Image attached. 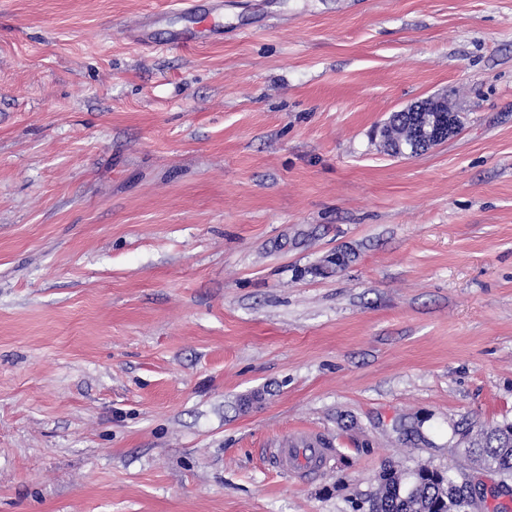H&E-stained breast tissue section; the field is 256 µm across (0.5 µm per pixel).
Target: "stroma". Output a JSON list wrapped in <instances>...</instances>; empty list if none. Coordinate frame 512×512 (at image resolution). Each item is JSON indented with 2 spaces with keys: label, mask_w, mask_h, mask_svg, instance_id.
<instances>
[{
  "label": "stroma",
  "mask_w": 512,
  "mask_h": 512,
  "mask_svg": "<svg viewBox=\"0 0 512 512\" xmlns=\"http://www.w3.org/2000/svg\"><path fill=\"white\" fill-rule=\"evenodd\" d=\"M223 2L0 0V512H352L512 420V0ZM205 1V2H204ZM175 0L172 13L190 23L173 31L170 46L187 48L197 42L201 34L221 27L224 4L222 0ZM449 111V112H448ZM448 113L450 115H448ZM448 110L447 96H433L414 102L393 112L382 126L380 136L386 151L395 157H407L422 154L434 146L446 141L457 130V121ZM429 119V123L423 120ZM403 120L413 131V139L407 144L395 139L394 126ZM311 438L313 437H293L288 440L287 448L270 449L279 469L297 480L318 471L328 459L329 448H315Z\"/></svg>",
  "instance_id": "1"
}]
</instances>
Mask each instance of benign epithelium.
<instances>
[{"instance_id":"1","label":"benign epithelium","mask_w":512,"mask_h":512,"mask_svg":"<svg viewBox=\"0 0 512 512\" xmlns=\"http://www.w3.org/2000/svg\"><path fill=\"white\" fill-rule=\"evenodd\" d=\"M456 130L457 122L448 114V98L433 96L392 113L380 136L387 152L407 157L429 151Z\"/></svg>"}]
</instances>
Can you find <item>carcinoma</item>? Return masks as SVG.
I'll return each mask as SVG.
<instances>
[{
  "mask_svg": "<svg viewBox=\"0 0 512 512\" xmlns=\"http://www.w3.org/2000/svg\"><path fill=\"white\" fill-rule=\"evenodd\" d=\"M512 422L498 424L489 430H479L474 447L466 449V457L479 463L496 476L497 496L512 495V442L506 432ZM466 476L460 469L439 474V479L421 476L413 489L402 492L405 479L393 470L377 476L378 488L371 502L372 512H471L472 491L458 478Z\"/></svg>",
  "mask_w": 512,
  "mask_h": 512,
  "instance_id": "cac0c4a2",
  "label": "carcinoma"
}]
</instances>
